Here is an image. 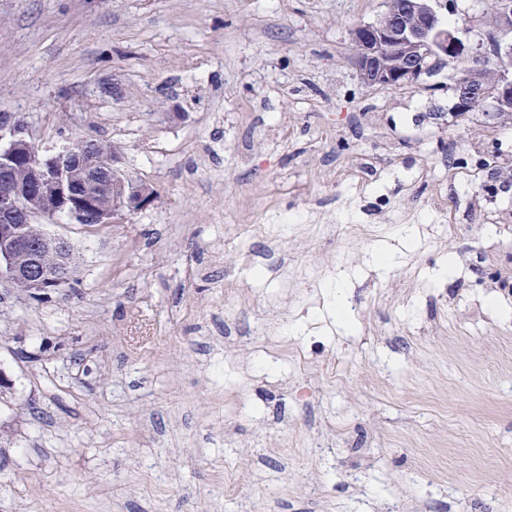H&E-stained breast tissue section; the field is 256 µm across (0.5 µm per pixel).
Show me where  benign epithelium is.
Here are the masks:
<instances>
[{
  "mask_svg": "<svg viewBox=\"0 0 512 512\" xmlns=\"http://www.w3.org/2000/svg\"><path fill=\"white\" fill-rule=\"evenodd\" d=\"M512 0H497L486 42L473 46L443 23L434 0H388L386 12L374 22L357 25L352 32L353 64L366 86L401 87L418 82L435 62L456 65L452 90L454 109L467 112L490 102L497 115L512 114ZM0 276L24 280L31 294L42 296L66 286L72 277L67 255L70 241L45 236L40 247L58 253L52 271L41 267L36 256L27 262L16 255L24 243L22 233L52 212H62L88 226L117 224L153 202V193L118 166V152L97 157L91 146L79 153L85 174L104 178L105 198L75 190V171L65 167L66 152L49 153L34 141L25 117L0 114ZM25 163L26 183L10 177L17 163Z\"/></svg>",
  "mask_w": 512,
  "mask_h": 512,
  "instance_id": "obj_1",
  "label": "benign epithelium"
}]
</instances>
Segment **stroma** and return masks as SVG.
Segmentation results:
<instances>
[{"instance_id":"stroma-1","label":"stroma","mask_w":512,"mask_h":512,"mask_svg":"<svg viewBox=\"0 0 512 512\" xmlns=\"http://www.w3.org/2000/svg\"><path fill=\"white\" fill-rule=\"evenodd\" d=\"M387 6L0 0V113L154 193L0 280V512H512V115L362 84Z\"/></svg>"}]
</instances>
